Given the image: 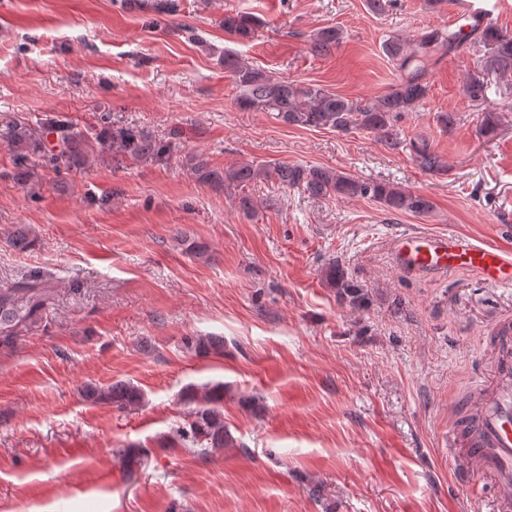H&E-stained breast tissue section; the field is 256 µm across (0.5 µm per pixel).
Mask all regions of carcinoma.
Returning a JSON list of instances; mask_svg holds the SVG:
<instances>
[{"instance_id":"1","label":"carcinoma","mask_w":512,"mask_h":512,"mask_svg":"<svg viewBox=\"0 0 512 512\" xmlns=\"http://www.w3.org/2000/svg\"><path fill=\"white\" fill-rule=\"evenodd\" d=\"M129 10L145 8L152 12L149 24L169 27V17L177 12L175 0H121ZM259 20L251 15L236 14L224 18V31L238 41L254 37ZM341 40L335 27H325L310 36V47L317 56L332 51ZM486 47L499 64L512 62V37L493 26L480 27L471 22L467 27L432 29L424 32L411 45L390 40L385 50L398 72L394 84L378 97L365 102L352 101L317 84H304L277 78L254 68L231 53H224V70L232 77L236 88L235 104L243 111L275 112L278 119L290 126L324 128L336 131L357 130L376 134L390 149H407L419 166L430 173L446 171V165L432 147L422 139L402 137L398 122L407 112L420 107L428 96V75L433 64L446 55H456L473 48ZM464 93L472 100L485 97L486 86L477 76H470ZM5 139L12 153V178L33 187L39 173L33 157L54 170L83 166L94 145L100 152L134 160L162 161L169 154V145L149 133L130 127L108 125L80 130L67 118L43 114L36 125L14 124ZM184 166L197 181L222 187L228 183L244 187L257 180L296 189L311 197L368 198L379 202L386 210L425 216L432 210L430 199L417 192L390 185L352 178L333 168L320 166L242 165L229 170L212 166L202 154L185 156ZM329 285L339 295L355 304L362 300L359 289L348 284L342 271L332 263L326 270ZM43 283L33 281L22 288L0 289V343L9 345L22 330L36 321L44 302ZM186 345L199 353L224 351V340L208 336L187 339ZM82 396L95 404L111 405L125 410L142 402L140 389L129 382L107 386L88 384ZM188 401L195 404L187 422L170 437L173 443L187 447L199 455L234 444V438L224 425V384L207 385L189 393Z\"/></svg>"}]
</instances>
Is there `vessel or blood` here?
Segmentation results:
<instances>
[{"label":"vessel or blood","instance_id":"b4317fda","mask_svg":"<svg viewBox=\"0 0 512 512\" xmlns=\"http://www.w3.org/2000/svg\"><path fill=\"white\" fill-rule=\"evenodd\" d=\"M506 6L507 0H450L448 19L486 23ZM389 250L394 266L416 279L466 272L491 285L512 286V253L465 234L404 233L391 240ZM493 333L494 371L475 375L460 397L452 444L490 478L496 512H512V317L500 319Z\"/></svg>","mask_w":512,"mask_h":512}]
</instances>
